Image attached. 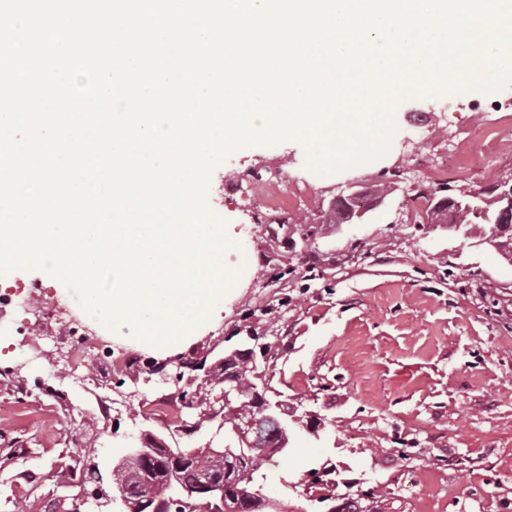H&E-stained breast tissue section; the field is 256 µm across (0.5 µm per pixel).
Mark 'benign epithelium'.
I'll list each match as a JSON object with an SVG mask.
<instances>
[{"label": "benign epithelium", "instance_id": "1", "mask_svg": "<svg viewBox=\"0 0 512 512\" xmlns=\"http://www.w3.org/2000/svg\"><path fill=\"white\" fill-rule=\"evenodd\" d=\"M384 195L359 181L347 184L345 190L336 195L332 206L338 207L346 216L347 221H360L373 207L380 204ZM435 207L454 216L459 211H467L487 221L493 234L485 239V243L497 249L502 257L512 263V253L498 247L494 239L512 236V182L501 181L493 185L486 193L477 194L448 188L441 195ZM214 350L197 353L191 358L178 355L173 358L158 361L150 359L151 371L163 374V380H171L179 385L178 395L183 401V409L190 415H195L197 409L193 402L195 390L210 386L213 383V370L210 364ZM233 368L224 373V390L221 396L222 407H232L240 401L241 392L232 377ZM260 419H245L233 428V433L239 444L236 458L247 460L250 451L258 448L264 439L275 430L287 435L288 412L280 401L262 399ZM158 456L163 467L160 469L162 479L168 487V495L164 498H153L145 494L156 480L155 474L147 473L142 480V489L126 492L115 497L112 495L114 478L123 472L132 462H137L146 456ZM187 457L182 449L162 448L160 442L149 444L145 441L140 447H129L126 453L112 466L101 470L99 463L92 461L88 470L92 486L82 489L83 500L92 499L99 507H107L119 503L122 512H253L250 502L236 499L232 496V478L211 477L204 482L189 488L185 485L180 471V462Z\"/></svg>", "mask_w": 512, "mask_h": 512}]
</instances>
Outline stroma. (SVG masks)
<instances>
[{"label": "stroma", "mask_w": 512, "mask_h": 512, "mask_svg": "<svg viewBox=\"0 0 512 512\" xmlns=\"http://www.w3.org/2000/svg\"><path fill=\"white\" fill-rule=\"evenodd\" d=\"M512 82L466 96L448 92L402 99L379 159L320 174L293 137L237 147L208 179V202L220 203L228 246L222 263L236 276L218 314L181 348L212 345L231 352L240 331L272 339L268 398L285 401L298 421L286 449L263 465L266 494L298 505L309 470L331 467L340 483L376 487L386 512H506L512 504V264L478 238L414 215L419 172L447 166L442 183L457 189L512 173ZM468 140L471 165L459 168L448 139ZM352 180L387 189L363 224L324 223L331 201ZM301 190L305 205L272 232L267 204ZM45 281L51 300L73 315L82 306L57 276L42 269L0 273V285ZM14 312L0 313V500L44 512L72 497L69 472L87 456L111 463L154 433L174 442L145 405L174 393L152 381L119 420L92 414L85 355L62 366L70 348L45 313L29 336L12 331ZM60 371L58 393L24 386ZM320 419L317 433L306 429Z\"/></svg>", "instance_id": "stroma-1"}]
</instances>
